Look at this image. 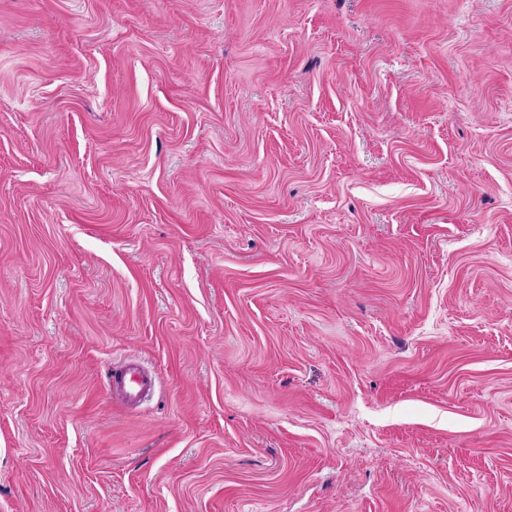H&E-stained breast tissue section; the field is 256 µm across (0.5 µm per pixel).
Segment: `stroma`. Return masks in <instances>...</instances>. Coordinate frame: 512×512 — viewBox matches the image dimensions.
Returning a JSON list of instances; mask_svg holds the SVG:
<instances>
[{"label":"stroma","instance_id":"35a3bbf8","mask_svg":"<svg viewBox=\"0 0 512 512\" xmlns=\"http://www.w3.org/2000/svg\"><path fill=\"white\" fill-rule=\"evenodd\" d=\"M0 512H512V0H0ZM155 374L139 361L129 360L117 366L110 380L112 393L129 407H137L151 397Z\"/></svg>","mask_w":512,"mask_h":512}]
</instances>
